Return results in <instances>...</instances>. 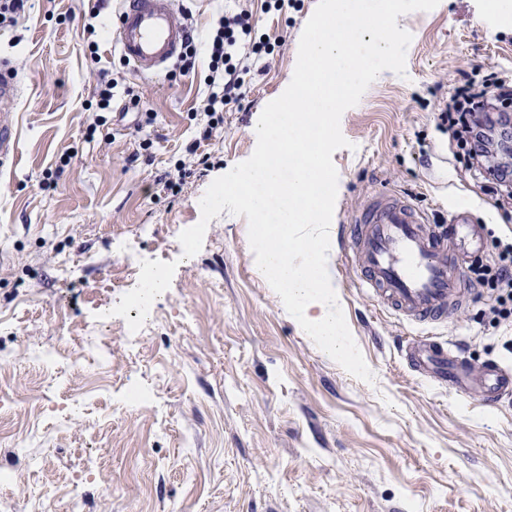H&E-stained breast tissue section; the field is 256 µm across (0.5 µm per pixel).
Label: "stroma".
Wrapping results in <instances>:
<instances>
[{
  "label": "stroma",
  "instance_id": "35a3bbf8",
  "mask_svg": "<svg viewBox=\"0 0 512 512\" xmlns=\"http://www.w3.org/2000/svg\"><path fill=\"white\" fill-rule=\"evenodd\" d=\"M176 2L195 34L189 74L174 63L133 75L112 42L116 0L96 18L95 0H28L16 24L0 26V61L22 87L16 159L0 164V471L42 492L38 512H67L77 490L83 512H512V398L487 405L421 377L406 356L419 327L360 288L353 243L341 238L380 195L406 198L434 224L449 207L469 210L485 230L462 271L470 303L432 337L461 340L473 367L512 366V325L490 321L491 292L469 269L512 240V208H496L491 183L465 173L436 128L464 76L512 75V20L490 25L489 0L398 16L412 35L405 76L383 71L341 118L349 145L332 156L329 273L367 383L304 336L257 277L246 217L221 212L195 256L179 242L212 181L253 154L254 125L290 83L318 0L267 13L261 0ZM244 8L274 51L201 143L203 167L187 146L207 92L208 36ZM103 72L118 85L91 136ZM129 87L154 124L137 128ZM184 164L194 175L166 191L163 177ZM143 265L164 283L130 337L123 316ZM90 339L106 343L108 372L72 364ZM130 385L154 389V401L123 408Z\"/></svg>",
  "mask_w": 512,
  "mask_h": 512
}]
</instances>
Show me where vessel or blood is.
Wrapping results in <instances>:
<instances>
[{"mask_svg": "<svg viewBox=\"0 0 512 512\" xmlns=\"http://www.w3.org/2000/svg\"><path fill=\"white\" fill-rule=\"evenodd\" d=\"M113 29L121 53L142 77L160 72L184 47L187 24L175 0H118ZM20 94L16 75L0 66V159L13 157L16 139L6 108ZM357 245L360 287L389 309L424 327H432L466 302V284L457 261L479 251L483 232L470 211L453 209L448 222L434 225L397 196L375 197L358 224L349 229ZM416 370L449 389L478 393L492 405L512 394V369L498 363L472 370L456 341L440 344L424 336L412 343Z\"/></svg>", "mask_w": 512, "mask_h": 512, "instance_id": "vessel-or-blood-1", "label": "vessel or blood"}]
</instances>
